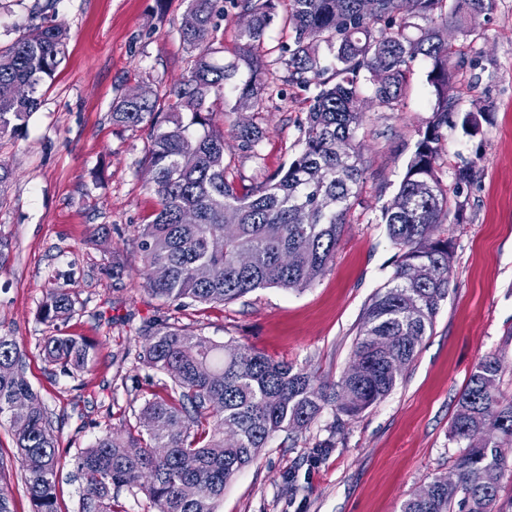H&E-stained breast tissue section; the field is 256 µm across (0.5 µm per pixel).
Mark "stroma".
<instances>
[{
	"instance_id": "1",
	"label": "stroma",
	"mask_w": 512,
	"mask_h": 512,
	"mask_svg": "<svg viewBox=\"0 0 512 512\" xmlns=\"http://www.w3.org/2000/svg\"><path fill=\"white\" fill-rule=\"evenodd\" d=\"M188 0H0V46L36 27L68 30L66 55L41 104L16 134L0 138L12 174L0 187V234L11 241L0 266V333L21 347L24 374L51 415L60 442L58 512H76L81 449L125 434L144 396L165 378L139 358L143 332L169 323L216 343L233 340L275 361L338 381L350 368L363 312L391 276L397 250L382 212L396 195L406 163L429 127L435 103L430 64L416 59L395 109L362 103L357 139L363 175L333 262L301 291L264 288L224 304L180 306L152 295L137 247L159 198L150 183L147 126L112 119V103L130 89L172 91L189 75L193 54L179 25ZM213 59L239 51L244 14L224 0ZM439 26L451 50L448 96L455 110L441 134L437 173L449 202L464 205L433 236L449 242L448 297L433 329L394 390L355 418L324 410L306 431L278 433L259 459L224 491L219 512H401L402 503L460 453L450 434L458 394L486 355L502 361L500 393L512 399V0H492L459 22L444 10ZM266 109H235L225 92L213 109L225 125L257 127L243 149L224 137L227 178L237 189L266 181L302 148L316 85L286 81L269 68ZM473 113L480 131L461 121ZM474 167L456 185L458 166ZM74 301L67 320L43 321L51 284ZM62 333L92 346L84 369L66 375L48 363L45 337ZM8 422L0 421V477L13 512H31Z\"/></svg>"
}]
</instances>
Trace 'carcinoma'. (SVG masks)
Wrapping results in <instances>:
<instances>
[{"label":"carcinoma","instance_id":"1","mask_svg":"<svg viewBox=\"0 0 512 512\" xmlns=\"http://www.w3.org/2000/svg\"><path fill=\"white\" fill-rule=\"evenodd\" d=\"M220 0H189L179 26L196 52L188 78L167 104L152 90L134 89L112 107V119L146 124L150 180L160 199L143 225L138 248L152 293L166 302L224 303L258 288L300 290L332 262L350 199L362 176L355 143L365 83L391 108L402 95L408 64L430 63L434 119L417 141L384 223L399 250L394 270L362 317L354 358L361 370L330 385L308 372L227 341L161 323L146 333L142 361L170 379L164 396L145 400L137 430L105 435L82 449L73 465L81 481L78 512H116V490L136 488L155 512H217L224 489L253 464L280 432H300L329 408L336 420L353 418L383 401L413 361L448 297V242L433 237L448 221V187L436 165L444 143L439 130L454 108L448 99V39L437 24L446 0H380L368 13L364 0H289L293 44L269 46L273 0H233L249 17L240 30L237 60L218 64L210 52ZM417 18L421 23H413ZM41 38H17L0 48V137L14 135L40 104L38 89L54 77L68 34L61 24L40 26ZM338 63L329 84L318 45ZM285 65L288 80L315 83L303 146L269 181L238 192L225 176L224 126L208 105L233 85L236 103L264 110L265 57ZM231 132L250 148L252 125ZM69 294L52 287L40 308L46 321L72 310ZM46 359L80 367L89 345L75 336H49ZM23 353L0 335V418L9 419L15 462L24 471L32 512H57L60 464L51 417L22 371ZM501 363L485 356L459 393L451 437L462 451L449 474L434 477L430 495H413L401 512H496L512 446V401L498 392Z\"/></svg>","mask_w":512,"mask_h":512}]
</instances>
